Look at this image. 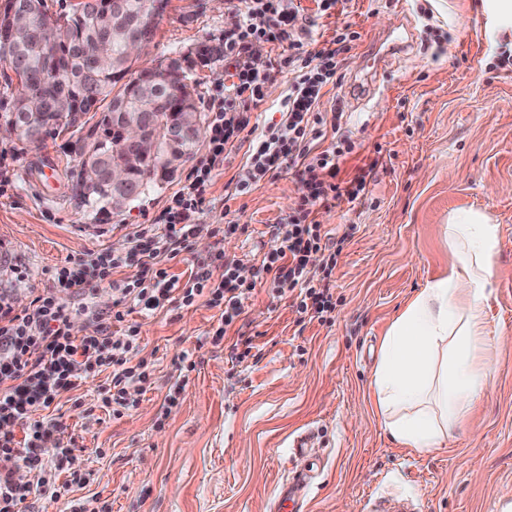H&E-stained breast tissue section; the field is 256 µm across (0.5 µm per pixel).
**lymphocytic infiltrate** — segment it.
I'll return each instance as SVG.
<instances>
[{
  "instance_id": "obj_1",
  "label": "lymphocytic infiltrate",
  "mask_w": 512,
  "mask_h": 512,
  "mask_svg": "<svg viewBox=\"0 0 512 512\" xmlns=\"http://www.w3.org/2000/svg\"><path fill=\"white\" fill-rule=\"evenodd\" d=\"M241 19L224 37V55L231 59L229 85L211 108L210 139L206 158L189 174L182 189L150 229L134 231L126 245L89 253L79 267L56 270V290L38 295L23 312H14L8 294L0 292V455L15 460L32 476L19 484L13 471H0V512H22L29 495L61 496L58 474L48 470L49 458L67 459L68 449L50 445L57 429L55 419L37 420L65 390L80 385L90 371L112 372V402L124 406L131 384H148L146 363L131 364L128 355L138 346V329L129 327L125 338L111 336V325L125 321L134 309L153 311L170 298L182 305L205 301L221 312L217 337H224L254 291L241 278L242 262L216 250L210 260L196 262L187 280L161 267V259H174L187 249L206 204L212 172L239 142L251 112L264 100L266 76L252 67L247 54L260 43L280 49L273 65L292 76L281 103V119L267 127L262 140L250 149L235 191L251 192L270 174L296 170L301 183L300 207L271 231V245L261 261L273 297H293L298 313L321 319L335 308L329 278L341 252L331 241L315 213L331 199L356 201L366 194L368 169L358 168L340 180V164L348 152L340 136L342 113L319 109L321 92L333 83L340 68L338 57L358 32L338 28L330 43L309 50L310 33L303 25L294 0H239L234 6ZM339 137L322 151H315L325 128ZM136 266L140 276L113 282L116 297L112 312L103 318L95 336L76 337L70 313L60 291L82 287L87 279L111 280L118 269ZM21 426L23 438L13 428Z\"/></svg>"
}]
</instances>
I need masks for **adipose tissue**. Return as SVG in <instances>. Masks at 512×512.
<instances>
[{
  "mask_svg": "<svg viewBox=\"0 0 512 512\" xmlns=\"http://www.w3.org/2000/svg\"><path fill=\"white\" fill-rule=\"evenodd\" d=\"M443 235L451 267L393 320L373 383L385 430L419 450L447 444L468 419L490 377L482 356L497 342L484 310L497 224L479 210L453 213Z\"/></svg>",
  "mask_w": 512,
  "mask_h": 512,
  "instance_id": "1",
  "label": "adipose tissue"
}]
</instances>
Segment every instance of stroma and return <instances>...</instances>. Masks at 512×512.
Segmentation results:
<instances>
[{
  "mask_svg": "<svg viewBox=\"0 0 512 512\" xmlns=\"http://www.w3.org/2000/svg\"><path fill=\"white\" fill-rule=\"evenodd\" d=\"M478 0H339L318 13L300 0L317 44L348 24L360 35L342 62V79L328 85L324 112L342 113L354 151L342 173L373 164L361 200H332L316 218L342 243L330 286L336 308L329 322L300 321L292 298L259 287L225 338L215 339L220 313L204 302L179 300L144 315L132 313L140 347L132 362L152 371L144 391L130 390L120 415L105 407L110 371H91L62 393L49 412L55 434L70 449L65 473L80 481L58 500L28 497V512H70L94 498L97 512H273L297 466L293 440L313 433L300 512H389L412 502L418 512H507L512 507V67H503L498 39L476 10ZM234 11L228 0H169L141 63L189 56L200 112L224 85L229 63L224 37ZM404 26L409 48L387 61L368 99L350 94L356 72L379 37ZM261 66L271 80L251 114L247 142H258L288 91L287 71ZM95 120L59 127L31 145L0 136L14 152L12 186L0 197V265L18 270L6 283L15 311L55 285L57 267L119 247L137 225L154 223L191 171L120 210L89 205L75 185L78 160L67 145ZM246 161L232 152L213 174L193 246L168 261L188 274L196 261L223 247L242 259L254 280L270 246L269 227L292 213L301 183L295 172L267 178L236 195ZM54 164L59 181L38 188L40 169ZM479 209L499 226L486 313L499 343L489 383L469 419L447 446L418 452L396 444L374 414L373 374L389 324L426 282L446 273L451 252L443 226L451 213ZM76 336L96 334L95 313L112 308L111 283L89 282L62 296ZM249 340L237 362L230 347ZM196 366L181 376L183 354ZM181 393H174L178 379ZM173 405H165L167 394Z\"/></svg>",
  "mask_w": 512,
  "mask_h": 512,
  "instance_id": "obj_1",
  "label": "stroma"
}]
</instances>
